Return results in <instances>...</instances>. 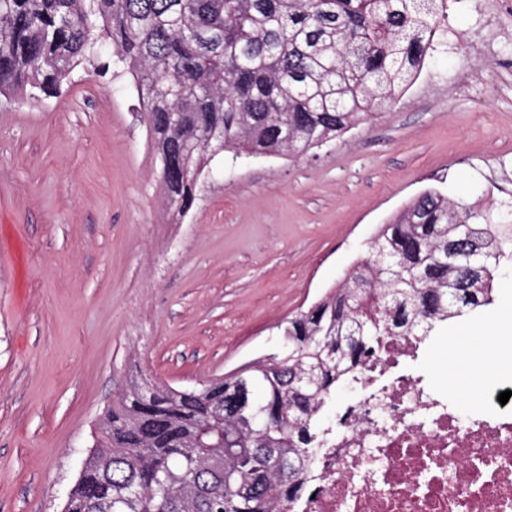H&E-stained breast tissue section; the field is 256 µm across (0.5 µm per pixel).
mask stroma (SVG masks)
<instances>
[{"label": "stroma", "mask_w": 512, "mask_h": 512, "mask_svg": "<svg viewBox=\"0 0 512 512\" xmlns=\"http://www.w3.org/2000/svg\"><path fill=\"white\" fill-rule=\"evenodd\" d=\"M451 24L396 104L299 157L217 155L180 220L130 76L0 95V512H62L125 377L193 387L278 350L424 188L512 199V0H454ZM447 344L426 338L416 371L463 420L493 414L439 384Z\"/></svg>", "instance_id": "obj_1"}]
</instances>
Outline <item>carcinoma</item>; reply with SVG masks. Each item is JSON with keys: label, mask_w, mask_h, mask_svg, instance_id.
<instances>
[{"label": "carcinoma", "mask_w": 512, "mask_h": 512, "mask_svg": "<svg viewBox=\"0 0 512 512\" xmlns=\"http://www.w3.org/2000/svg\"><path fill=\"white\" fill-rule=\"evenodd\" d=\"M440 11L441 0H0V94L50 96L80 66L122 67L166 162V203L184 215L215 150L303 153L396 103L448 44ZM510 270L512 201L421 191L340 284L279 325V351L190 389L122 385L64 512H286L323 445L325 406L372 347L479 313Z\"/></svg>", "instance_id": "carcinoma-1"}]
</instances>
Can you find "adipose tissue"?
<instances>
[{"mask_svg":"<svg viewBox=\"0 0 512 512\" xmlns=\"http://www.w3.org/2000/svg\"><path fill=\"white\" fill-rule=\"evenodd\" d=\"M457 354L469 360L467 372H460L456 363H449L441 374L442 381L449 390L475 400L499 366L512 360V313L487 319L484 328L470 343L460 346Z\"/></svg>","mask_w":512,"mask_h":512,"instance_id":"1","label":"adipose tissue"}]
</instances>
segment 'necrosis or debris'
<instances>
[{"label": "necrosis or debris", "mask_w": 512, "mask_h": 512, "mask_svg": "<svg viewBox=\"0 0 512 512\" xmlns=\"http://www.w3.org/2000/svg\"><path fill=\"white\" fill-rule=\"evenodd\" d=\"M419 349L377 344L288 512H512V421L462 423L414 372Z\"/></svg>", "instance_id": "obj_1"}]
</instances>
